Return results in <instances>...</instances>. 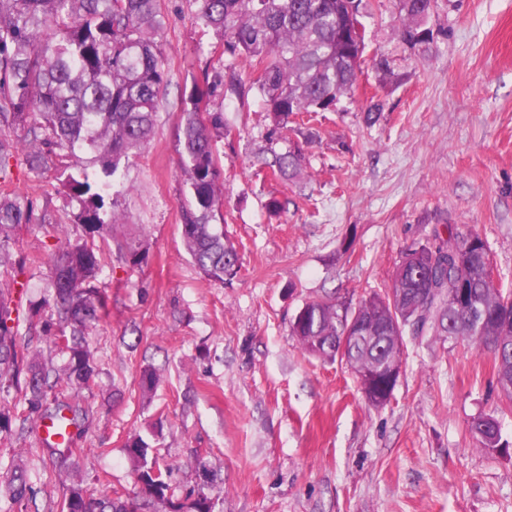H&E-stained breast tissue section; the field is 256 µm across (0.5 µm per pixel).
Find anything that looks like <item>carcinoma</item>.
Instances as JSON below:
<instances>
[{
    "label": "carcinoma",
    "instance_id": "1",
    "mask_svg": "<svg viewBox=\"0 0 512 512\" xmlns=\"http://www.w3.org/2000/svg\"><path fill=\"white\" fill-rule=\"evenodd\" d=\"M204 26L220 33L222 55L253 66L242 77L228 64L224 92L246 103L256 95L273 123L272 133L287 128L299 113L332 111L354 91L359 70L351 58L364 57L354 23L370 0H195ZM401 38L422 42V25L435 0H400ZM165 27L163 0H0V126L21 129L28 141L49 150L28 152L32 170H43L62 156L76 158L60 176L79 205L77 219L88 232L112 233L117 216L105 217L106 179L119 173L130 151L144 147L158 123L161 94L168 82L160 37ZM216 84L203 78L183 108L178 134L179 168L188 198L181 208L187 250L208 279L236 276L240 258L224 236V185L216 138L224 131V113L208 111ZM21 143L0 137V180L10 179V159ZM255 173L290 179L301 171V154L269 147L257 156ZM28 221L27 210L8 193L0 195V259L9 254L12 231ZM490 251L476 232L455 224L434 226L423 244L405 252L392 285L358 300L326 295L310 300L291 318L292 334L310 355L336 358L358 373L378 366L388 355L382 344L341 348L349 324L341 316L353 302L377 336H429L443 342L462 340L494 354L497 381L512 400V290L486 276ZM52 288L43 304L53 318L30 324L20 336L9 324L13 309L0 289V436L24 430L31 421L77 424L84 406L82 391L97 371L88 337L106 314V300L95 285L102 272L103 250L86 239L71 241L51 258ZM51 335L54 350L66 357L58 367L36 344ZM157 370L140 376L143 394H152ZM64 384L72 391L59 399ZM469 429L479 445L496 451L501 441L497 419L487 413L471 418ZM139 491L125 498H103L75 481L56 504V512H215L216 497L200 490L183 498L171 485L172 469L160 466L149 444L138 437L127 445ZM73 449L46 441L42 477L50 483L70 467ZM8 493L12 512H30L35 490L26 470L10 463Z\"/></svg>",
    "mask_w": 512,
    "mask_h": 512
}]
</instances>
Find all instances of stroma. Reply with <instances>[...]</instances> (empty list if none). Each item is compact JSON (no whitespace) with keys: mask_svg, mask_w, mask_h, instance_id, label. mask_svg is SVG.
I'll return each instance as SVG.
<instances>
[{"mask_svg":"<svg viewBox=\"0 0 512 512\" xmlns=\"http://www.w3.org/2000/svg\"><path fill=\"white\" fill-rule=\"evenodd\" d=\"M165 9L169 82L156 134L104 197L118 216L98 282L110 314L89 338L99 376L71 442L84 488L137 491L124 445L139 436L172 466L177 494H216L219 512H512V447L481 448L469 431L471 417L490 413L512 444V402L490 350L406 338L393 397L376 409L350 370L304 352L290 325L324 293L388 287L402 253L436 224L485 238L512 289V0H438L425 23L432 38L416 45L400 38L398 0H372L355 93L276 139L260 100L216 92L224 232L241 262L224 283L204 276L182 239L188 193L177 167L181 108L203 73H223L222 38L197 20L194 0ZM374 99L384 110L369 126ZM268 146L300 148L301 175L256 178L252 161ZM10 164L0 193L29 209L12 249L27 263L0 266V283L28 281L37 298L61 225L85 230L56 171H29L20 155ZM273 197L286 202L276 214ZM120 242L142 253L140 265ZM147 365L160 374L148 398ZM41 445L34 425L0 440V512L13 458L29 470L39 512L64 495L65 484L41 479Z\"/></svg>","mask_w":512,"mask_h":512,"instance_id":"obj_1","label":"stroma"}]
</instances>
